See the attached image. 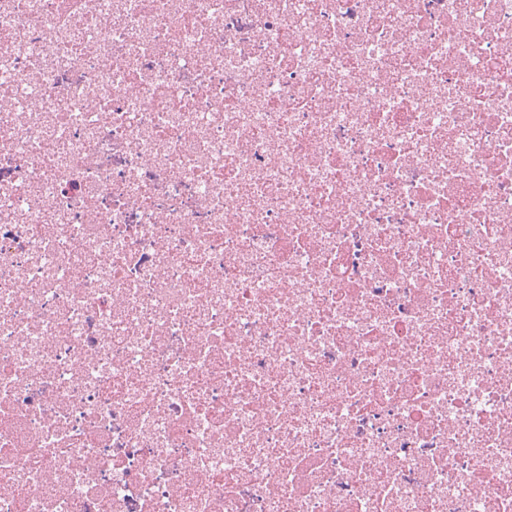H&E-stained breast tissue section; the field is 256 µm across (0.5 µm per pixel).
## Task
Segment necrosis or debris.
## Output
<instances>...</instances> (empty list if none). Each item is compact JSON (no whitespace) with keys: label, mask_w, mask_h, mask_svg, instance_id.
Masks as SVG:
<instances>
[{"label":"necrosis or debris","mask_w":512,"mask_h":512,"mask_svg":"<svg viewBox=\"0 0 512 512\" xmlns=\"http://www.w3.org/2000/svg\"><path fill=\"white\" fill-rule=\"evenodd\" d=\"M0 512H512V0H0Z\"/></svg>","instance_id":"1"}]
</instances>
